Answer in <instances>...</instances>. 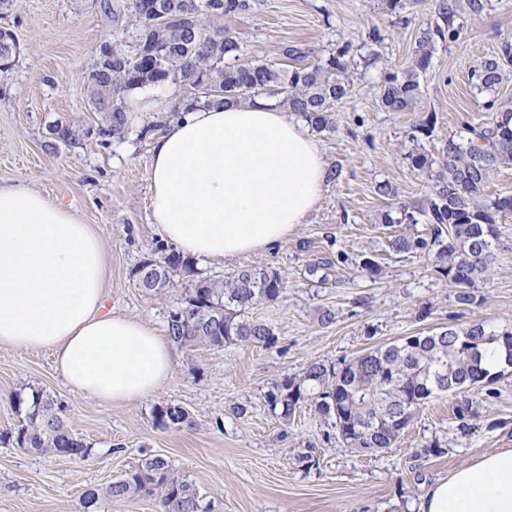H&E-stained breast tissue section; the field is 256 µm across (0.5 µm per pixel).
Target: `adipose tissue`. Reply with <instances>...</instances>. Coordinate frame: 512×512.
Wrapping results in <instances>:
<instances>
[{
	"label": "adipose tissue",
	"mask_w": 512,
	"mask_h": 512,
	"mask_svg": "<svg viewBox=\"0 0 512 512\" xmlns=\"http://www.w3.org/2000/svg\"><path fill=\"white\" fill-rule=\"evenodd\" d=\"M151 222L186 255L269 251L318 203L328 171L304 123L257 98L199 107L153 137ZM94 225L27 185H0V344L47 350L76 393L108 404L155 395L173 349L149 324L105 313ZM418 512H512V449L431 484Z\"/></svg>",
	"instance_id": "1"
}]
</instances>
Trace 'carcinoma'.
I'll use <instances>...</instances> for the list:
<instances>
[{
    "label": "carcinoma",
    "mask_w": 512,
    "mask_h": 512,
    "mask_svg": "<svg viewBox=\"0 0 512 512\" xmlns=\"http://www.w3.org/2000/svg\"><path fill=\"white\" fill-rule=\"evenodd\" d=\"M442 24L421 33L415 64L402 71L388 72L381 84L380 104L387 112H409L421 95L419 73L429 66L428 47L434 41L456 40L455 25L459 0H434ZM133 9L140 25L137 47L127 53L105 43L100 51L112 55L109 69L94 64L85 76L88 104L101 120L99 133L120 136L127 119L126 99L136 88L162 89L173 83L183 97L172 112H187L197 106H222L247 102L265 95L307 121L322 133L332 127L336 102L345 97L351 84L347 76L351 45L326 58L307 63L309 51L289 46L283 55L293 65L274 67L260 60L240 58L236 36L224 29L223 19L249 8L248 0H113L112 22ZM512 61V42L483 59L471 70V83L488 96L486 110L492 112L486 126L470 128V137L448 138L442 147V165L433 171V162L422 152L409 154L413 169L427 175L430 190L418 207L402 206L396 214L383 215L386 224H404L391 247L399 253L433 256L432 268L454 289L457 305L469 307L479 302L476 283L496 260L497 218L512 212V198L482 200L491 174L512 165V107L498 102L497 90L503 81L502 61ZM205 88L209 93H201ZM423 223V232L409 231ZM342 251L321 259L309 268L345 265ZM195 274L193 263L176 252L162 258H143L132 270L135 287L145 293L160 294L170 287L177 270ZM284 288L276 273L264 268L238 270L227 281L200 278L194 282L186 305L172 313L168 335L181 347L222 348L249 343L272 346L278 336L263 321L243 316L242 310L258 301L273 302ZM493 344L506 347L512 366V326L491 329L481 322L464 327L450 325L425 336H409L402 341L372 349L337 363H310L298 376L287 375L267 391L266 403L272 413L286 422L297 408L312 404L322 415L333 419L338 435L347 447L361 453L391 448L410 425L416 412L434 395L457 396L456 415L463 420L476 414L468 392L482 388L493 397L491 385L496 375L482 366ZM160 429H180L190 424L180 406L164 403L153 411ZM20 448L83 460L88 446L75 436L55 412L52 400L35 393L15 434ZM161 490L159 512H208L195 486L171 473L168 461L154 456L136 470L107 487H93L82 494L84 512H106V504L133 494Z\"/></svg>",
    "instance_id": "1"
}]
</instances>
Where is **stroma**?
Returning a JSON list of instances; mask_svg holds the SVG:
<instances>
[{"label": "stroma", "mask_w": 512, "mask_h": 512, "mask_svg": "<svg viewBox=\"0 0 512 512\" xmlns=\"http://www.w3.org/2000/svg\"><path fill=\"white\" fill-rule=\"evenodd\" d=\"M104 3L19 0L16 11L0 20L21 48L14 65L0 72V185L25 183L95 225L108 266V310L162 332L170 314L184 306L193 277L175 272L173 287L148 295L134 288L130 274L163 243L150 222L147 172L153 127L169 126L171 119L149 112L128 122L121 138L99 135L84 76L102 44L131 45L138 34L134 12L117 26ZM483 3L481 13L461 15L457 40L436 41L410 112L384 111L380 85L385 73L413 64L420 30L438 24L431 0L399 13L387 0H252L250 9L225 18L248 55L277 67L287 44L319 58L358 42L369 28L385 36L375 59L352 61V88L335 105L334 129L315 136L327 164L341 165L342 176L325 184L304 223L274 252L194 262L196 275L211 279L251 265L277 273L284 282L279 298L245 314L270 324L278 341L270 347L175 348L168 383L150 398L123 404L72 392L49 351L0 345V512H83L86 489L106 487L152 456L164 457L191 481L209 512H412L436 479L479 455L512 448V373L498 379L496 397H478V415L467 426L455 415L456 399L441 395L429 399L394 447L368 454L345 447L313 408H300L285 422L265 402L274 384L315 361L349 360L451 324H512V214L498 219L497 259L475 286L481 303L465 310L428 257L393 252L391 240L404 227L381 220L386 211L419 203L428 191L427 176L406 157L413 146L439 157L448 137L489 119L469 73L512 40V0ZM426 117L434 121L431 136H416V124ZM58 126L72 129L73 140L59 141ZM383 181L395 196L376 193ZM303 241L308 249H300ZM339 250L349 263L331 268L328 282L309 274L310 265ZM365 255L377 261V273L358 268ZM425 306L432 313L422 321L418 313ZM322 308L335 312L333 323H319ZM35 391L52 399L73 434L85 440V459L31 452L11 440L25 416L21 400ZM167 402L186 409L191 426L157 428L153 409ZM236 404L243 414L231 413ZM433 441L442 455H420ZM310 444L318 450L311 467L297 458Z\"/></svg>", "instance_id": "35a3bbf8"}]
</instances>
